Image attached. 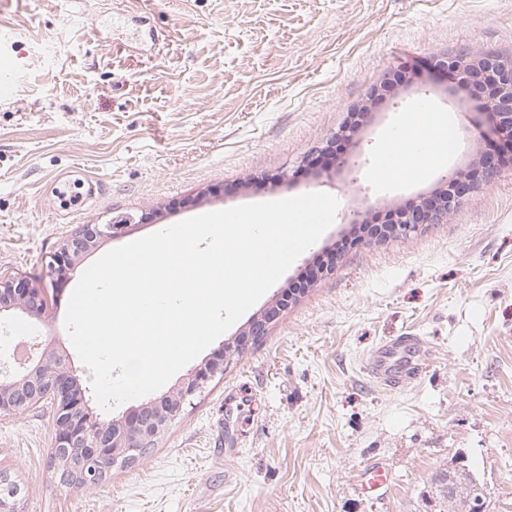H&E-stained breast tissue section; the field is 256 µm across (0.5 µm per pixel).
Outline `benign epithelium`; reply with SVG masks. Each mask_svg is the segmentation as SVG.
<instances>
[{"label": "benign epithelium", "instance_id": "7a95c632", "mask_svg": "<svg viewBox=\"0 0 512 512\" xmlns=\"http://www.w3.org/2000/svg\"><path fill=\"white\" fill-rule=\"evenodd\" d=\"M434 67L455 77L458 84L485 85L490 88L486 103V135L503 141L512 149V61L494 55L476 54L468 59H446ZM445 189L427 197L419 208L402 210L396 231L402 235L415 232L423 224L434 223L448 215L458 202L474 190L473 181L461 174L443 176ZM127 225L125 219H114L106 224H85L67 239L48 264L50 277L61 281L74 270V260L101 238L119 235ZM44 307L42 289L19 275L0 274V312L21 309L37 316ZM277 302L254 318L244 329L246 336H262L268 325L282 311ZM224 372V363L216 361L186 378L180 388L178 402L195 396L211 378ZM68 363L60 356L45 353L31 354L19 364L0 368V415L14 414L41 400L51 398L57 408L54 458L52 467L60 472L63 461L72 453L80 455L83 466L78 478L85 486L103 482L106 472L103 464L119 459L130 450L150 448L168 428L178 407L166 398L141 405L121 421L104 426L91 422L83 412V397L72 386Z\"/></svg>", "mask_w": 512, "mask_h": 512}]
</instances>
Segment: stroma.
<instances>
[{
	"mask_svg": "<svg viewBox=\"0 0 512 512\" xmlns=\"http://www.w3.org/2000/svg\"><path fill=\"white\" fill-rule=\"evenodd\" d=\"M0 50L14 95L0 99V273L46 292L40 317L0 318L69 359L91 420L124 419L96 403L89 370L64 324L75 279L47 264L81 225L149 213L97 240L108 250L179 221L243 204L326 192L332 226L252 307L259 314L319 256L352 237L351 211L419 203L454 170L476 189L448 217L410 236L363 237L294 295L259 341L183 405L154 447L113 466L95 487L48 468L56 406L0 416V473L19 512H430L432 473L467 462L512 512V156L481 182L476 130L485 97L445 92L427 65L446 56L512 61V0H0ZM395 84L378 100L370 93ZM409 112H444L456 148L425 152L418 176L381 175L384 145ZM359 132L325 149L353 114ZM349 158L347 166L337 157ZM81 173L101 180L99 194ZM77 191L64 205L58 188ZM249 317L183 367L181 382L244 330ZM418 336L410 384L373 381L365 364L384 342ZM389 471L361 488L372 463Z\"/></svg>",
	"mask_w": 512,
	"mask_h": 512,
	"instance_id": "1",
	"label": "stroma"
}]
</instances>
